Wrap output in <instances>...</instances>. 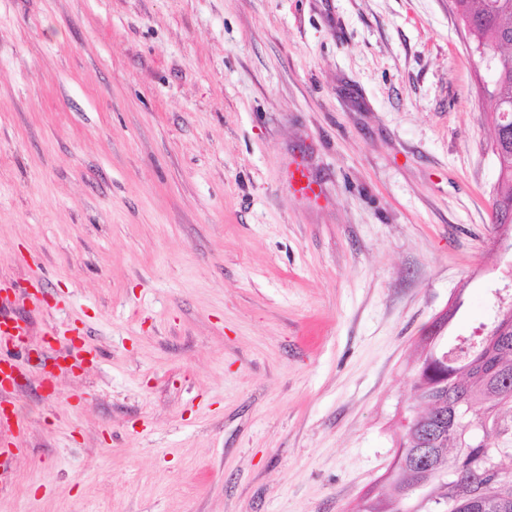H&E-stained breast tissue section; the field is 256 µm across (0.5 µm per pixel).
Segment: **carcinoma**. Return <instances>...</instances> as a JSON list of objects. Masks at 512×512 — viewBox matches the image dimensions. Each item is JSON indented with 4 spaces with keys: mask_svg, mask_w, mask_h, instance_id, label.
I'll use <instances>...</instances> for the list:
<instances>
[{
    "mask_svg": "<svg viewBox=\"0 0 512 512\" xmlns=\"http://www.w3.org/2000/svg\"><path fill=\"white\" fill-rule=\"evenodd\" d=\"M463 23L470 25L475 50L495 56L494 91L512 105V0H455ZM504 155L493 198V223L502 224L512 209V129L502 134ZM485 336L457 337L447 347L448 362L424 361L414 381L417 397L426 404L410 420L400 445L397 469L403 471L398 496L362 512H512V475L500 471L483 477L471 462L481 447L462 438L461 414L479 407L481 416L501 419L512 401V324L480 325ZM422 453L427 462L415 463Z\"/></svg>",
    "mask_w": 512,
    "mask_h": 512,
    "instance_id": "carcinoma-1",
    "label": "carcinoma"
}]
</instances>
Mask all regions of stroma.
Instances as JSON below:
<instances>
[{
  "instance_id": "stroma-1",
  "label": "stroma",
  "mask_w": 512,
  "mask_h": 512,
  "mask_svg": "<svg viewBox=\"0 0 512 512\" xmlns=\"http://www.w3.org/2000/svg\"><path fill=\"white\" fill-rule=\"evenodd\" d=\"M486 77L453 0H0V283L46 284L0 512L388 497L429 326L512 268Z\"/></svg>"
}]
</instances>
